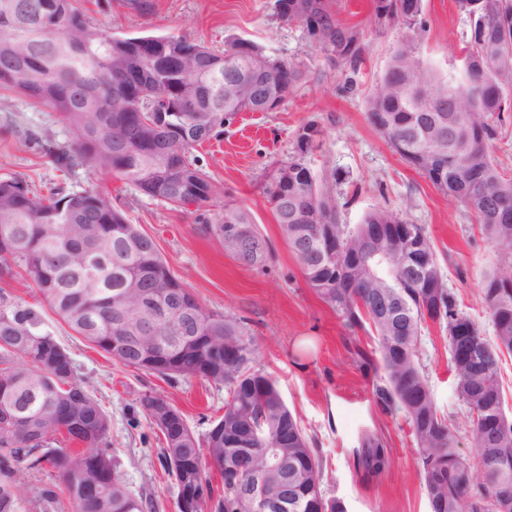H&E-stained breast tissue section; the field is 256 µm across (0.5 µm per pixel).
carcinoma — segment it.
<instances>
[{"mask_svg": "<svg viewBox=\"0 0 512 512\" xmlns=\"http://www.w3.org/2000/svg\"><path fill=\"white\" fill-rule=\"evenodd\" d=\"M33 2L0 0V88L59 114L67 141L59 144L52 135H44L43 151L52 163L60 170L81 163L125 181L152 199L180 208L195 206L202 232L219 241L231 256L237 244L225 241V228L237 224L261 244L251 267L265 268L272 248L247 209L226 202L220 214L203 210L212 186L194 155L237 114L254 111L252 90L243 88L235 105L223 104L216 110L202 106L195 113L188 103L211 81L212 69L233 76L257 59L287 72L279 96L283 103L300 78L297 67L267 56L245 39L233 40L220 53L183 35L120 37L91 25L72 0H42L43 12L33 8ZM295 2L276 0L282 19L304 24L311 39L330 54L351 64L359 60V36L340 19L330 0H302L308 5L303 11L295 10ZM472 2L456 0L460 11L475 15L476 24L463 48L466 64L461 80L439 77L421 65L412 48L402 47L367 96L366 114L393 149L405 143L413 154L408 160L411 166L448 199L473 211L501 262L512 267V178L499 171L492 157L501 115L512 112V0H478L476 12ZM422 12L423 0H375L377 18L411 31L423 26ZM145 39L157 44L161 58L187 51L193 62L185 75L170 70L154 77L147 72L128 94L125 72L148 68L138 56L139 42ZM14 54L27 67L24 84L12 75ZM472 58L487 60V71L482 74L467 64ZM81 85L110 100L108 118L92 110L74 111L69 90ZM149 106L156 109L157 127L144 130L139 118ZM108 128L127 139L125 151L112 152ZM286 168H298L302 176L286 187L272 182L267 187L281 235L308 286L336 310L345 325L372 330L383 371L374 395L389 411L403 413L410 425L430 512H495L489 508L491 500L504 496L512 500V469L505 492L490 474L471 487L470 462L458 452L457 429L436 407L418 360L417 343L427 321L446 324L451 366L459 397L468 408L466 425L472 442L480 446V462L501 460L512 465V416L505 411L501 385L502 357L512 355V278L493 275L483 286L494 340H486L475 327L470 341L491 354L494 369L489 375L474 374L453 333L459 323L471 325L473 320L458 312L440 263H435L432 287L404 289L411 320L397 333L369 309L366 300V294L396 283L397 268L381 277L370 264L351 268L343 261L337 265L295 247L298 237L314 239L323 225L334 224L342 249L352 252L373 225L396 226L404 220L394 212L373 209L361 223L347 228L337 223L338 205L330 182L318 180L299 160ZM440 169L446 176L443 185L434 177ZM284 190L300 200L286 223L278 204ZM481 197L491 206L481 208ZM66 224L83 225L85 237L102 242L109 258L80 265V256L70 251L66 240ZM136 228L102 192L85 189L78 196L59 187L43 195L22 180H0V278L24 269L62 322L126 367L168 379L199 378L224 386V413L204 440L195 437L179 411L176 415L191 441L175 445L169 433L160 430L161 459L176 486L206 491L192 512H249L238 496L239 485L254 470L278 459L296 462L291 492L297 512H345L341 501L324 493L321 459L286 406L276 381L251 372L256 343L243 319L206 308L187 290L184 298L195 310L187 332L195 340L158 344L157 337L175 335L177 322L168 317L135 350L112 348V340L123 335L119 320L123 280L167 268L157 249L130 244V232ZM68 358L45 329L41 310L0 288V512L22 509L16 475L25 468L47 469L58 478L40 491L46 505L66 496L74 512H155L152 499L133 494L119 478L108 448V416L92 386L69 368ZM491 418L500 435L496 443L484 445L482 434ZM36 419L43 430L38 441L27 427ZM60 436L76 448L68 452L56 447ZM240 436L250 438L243 463L237 470L227 469L224 457L236 452L228 444ZM388 462L382 442L371 437L363 441L359 463L366 475L381 473ZM215 472L222 479L218 492L212 485Z\"/></svg>", "mask_w": 512, "mask_h": 512, "instance_id": "carcinoma-1", "label": "carcinoma"}]
</instances>
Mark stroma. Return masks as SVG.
Masks as SVG:
<instances>
[{"instance_id": "stroma-1", "label": "stroma", "mask_w": 512, "mask_h": 512, "mask_svg": "<svg viewBox=\"0 0 512 512\" xmlns=\"http://www.w3.org/2000/svg\"><path fill=\"white\" fill-rule=\"evenodd\" d=\"M150 12L108 8L105 0H78L90 21L117 34L173 33L216 50L244 38L272 56L288 59L301 79L273 112H243L220 138L196 154L214 193L211 213L235 202L253 216L270 241L273 259L265 270L242 265L223 246L199 230L193 211L171 207L135 187L77 164L59 170L35 135L67 139L59 115L0 90V178H22L37 192L64 187L100 189L118 198L130 223L154 238L169 269L205 307L244 318L256 340L253 370L272 375L301 428L315 441L323 463V488L347 512H429L416 473L417 443L405 417L384 409L373 394L376 376L363 366L361 353L374 342L343 320L307 285L295 255L280 236L265 192L272 171L294 156L316 177L335 176L339 221L359 224L375 208L423 225L459 311L481 334L493 326L481 298L488 276L507 273L475 215L451 202L404 161L372 126L364 100L384 75L392 55L412 45L422 64L440 76L460 75L461 49L471 36L470 20L455 0H423L425 27L411 33L375 16L374 0H337L340 18L360 34L364 52L357 66L324 52L299 23L280 19L275 0H152ZM315 124L314 147L298 154V137ZM44 322L69 352L78 377L90 382L110 420L109 440L118 474L134 494H146L157 512H177V488L160 459L158 429L144 417L145 392L163 395L182 412L196 437H204L222 414L223 386L199 379H165L115 363L82 340L51 311ZM420 362L436 405L449 421L461 424L466 408L450 370L445 327L432 323L419 342ZM380 439L389 464L377 476H364L357 453L366 437ZM51 473L25 470L17 482L23 512H73L69 504L45 507L40 490Z\"/></svg>"}]
</instances>
